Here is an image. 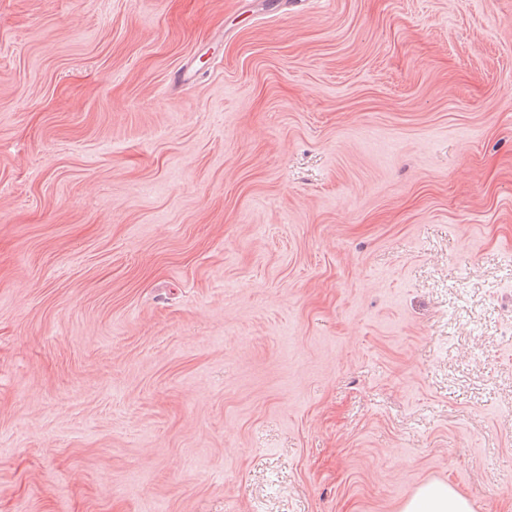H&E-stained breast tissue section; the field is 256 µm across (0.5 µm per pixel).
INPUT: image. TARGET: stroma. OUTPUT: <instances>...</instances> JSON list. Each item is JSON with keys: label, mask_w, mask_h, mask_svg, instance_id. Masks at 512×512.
Instances as JSON below:
<instances>
[{"label": "stroma", "mask_w": 512, "mask_h": 512, "mask_svg": "<svg viewBox=\"0 0 512 512\" xmlns=\"http://www.w3.org/2000/svg\"><path fill=\"white\" fill-rule=\"evenodd\" d=\"M512 512V0H0V512ZM401 512H473L469 500L448 484L433 481L416 490L401 507Z\"/></svg>", "instance_id": "1"}]
</instances>
